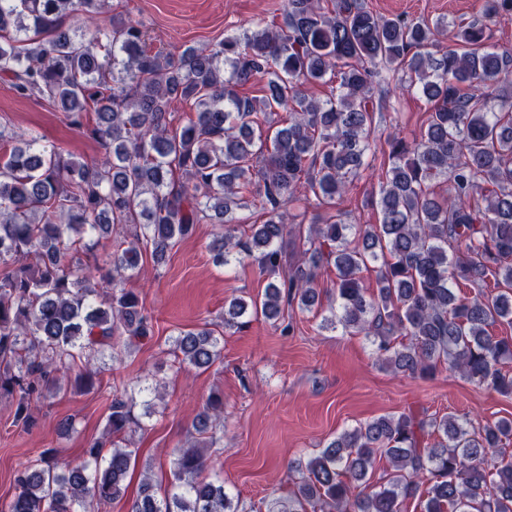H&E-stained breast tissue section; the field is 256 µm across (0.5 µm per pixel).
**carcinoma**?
<instances>
[{"label": "carcinoma", "mask_w": 512, "mask_h": 512, "mask_svg": "<svg viewBox=\"0 0 512 512\" xmlns=\"http://www.w3.org/2000/svg\"><path fill=\"white\" fill-rule=\"evenodd\" d=\"M106 0H0V75L85 130L104 150L78 161L35 133L0 126V395L28 428L49 386L69 380L96 388L93 365L117 362L153 336L152 317L125 281L160 264L198 224L225 232L211 242L218 263L256 260L275 280L263 297H234L224 329L181 331L172 354L209 369L224 331L247 314L278 320L286 306L319 304L317 279L336 275V303L320 329L362 335L376 362L402 375L429 376L441 364L468 382L512 396V340L490 328L512 326V48L485 45L490 26L512 20V0H483L480 17L459 28L456 46L442 27L389 18L365 0H286L280 19L207 46L151 51L142 26L114 17L86 38L68 19L91 20ZM405 76L429 104L420 136L389 143L380 182V224H350L343 213L308 229L286 210L313 196L342 197L369 166L375 85ZM260 75L264 95L238 87ZM321 82L315 99L305 85ZM194 116L173 129L171 104ZM499 111H493L491 101ZM287 115L277 126L274 116ZM447 184L446 193L437 191ZM260 198L264 221L235 235L236 211ZM294 238L296 260L280 245ZM112 252L107 289L90 285L100 240ZM379 264L376 292L359 274ZM500 287L483 291L489 282ZM474 295H460L458 288ZM143 388L115 391L105 432L69 464L46 448L16 470L15 493L0 512H100L124 496L137 449L123 444L142 427ZM193 444L173 451L164 491L145 466L132 512H245L224 481L203 477L204 448L223 440L224 402L208 398L192 423ZM387 467L375 477L377 464ZM292 489L266 512H512V420L478 426L465 416L386 414L334 437L307 461H291Z\"/></svg>", "instance_id": "carcinoma-1"}]
</instances>
